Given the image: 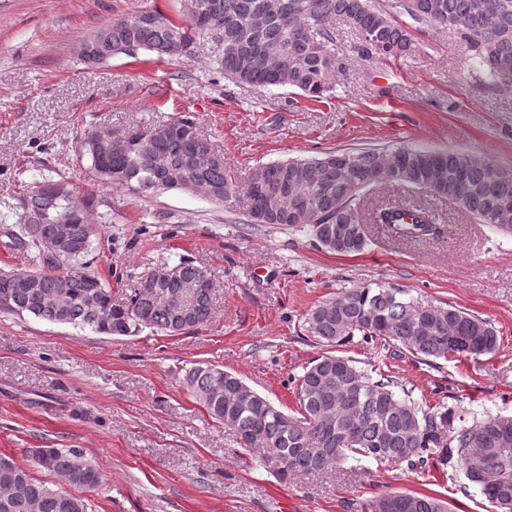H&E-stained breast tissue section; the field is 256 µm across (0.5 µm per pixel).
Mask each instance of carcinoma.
<instances>
[{
    "label": "carcinoma",
    "mask_w": 512,
    "mask_h": 512,
    "mask_svg": "<svg viewBox=\"0 0 512 512\" xmlns=\"http://www.w3.org/2000/svg\"><path fill=\"white\" fill-rule=\"evenodd\" d=\"M178 22L158 9L138 10L101 25L80 48L87 64L146 51L172 62L194 52L195 36L213 33L223 45L220 65L239 85L297 90L310 101L336 96L346 70L336 51V23L356 36L365 61L404 58L416 48L413 31L456 34L488 85L512 90V0H178ZM92 177L132 195L178 190L222 202L234 192L224 157L188 119L114 136L104 127L79 137ZM493 163L460 151L410 146L331 151L319 157L256 167L245 186L254 224L309 228L326 248L356 254L367 247L364 224L384 225L403 239L434 234L427 207L382 203L367 214L364 196L386 183L426 189L458 205L478 224L512 233V174L492 178ZM94 201L78 197L51 175L17 198V225L3 230L4 246L25 253L28 268L0 271V312L54 324L88 327L111 336L150 328L168 336L196 331L213 318L214 283L191 258L139 277L123 301L88 270L85 257L98 226ZM64 224L67 252L51 255L53 227ZM193 309L182 316L179 298ZM307 332L326 347L357 336L382 339L431 367L439 361L496 353L490 321L454 306H423L400 288H345L306 314ZM185 388L240 446L258 450L283 479L325 473L342 461L404 464L418 475L437 461L463 471L498 512H512V415L486 413L470 423L465 411L437 403L426 408L394 377L375 378L335 354L314 360L297 380L299 416L290 417L237 375L199 365ZM32 467L0 457V512H91L88 498L66 487L94 489L102 477L80 448H33ZM54 478L46 482L31 469ZM365 512H449L433 494L388 492Z\"/></svg>",
    "instance_id": "1"
}]
</instances>
